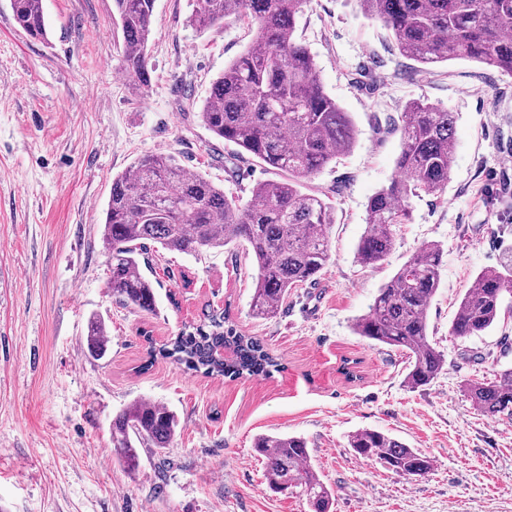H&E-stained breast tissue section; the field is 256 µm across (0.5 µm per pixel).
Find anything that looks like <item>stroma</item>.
Segmentation results:
<instances>
[{"label":"stroma","instance_id":"obj_1","mask_svg":"<svg viewBox=\"0 0 512 512\" xmlns=\"http://www.w3.org/2000/svg\"><path fill=\"white\" fill-rule=\"evenodd\" d=\"M48 43L30 39L0 0V512H311L272 492L254 449L262 435L308 442L332 512H512V419L482 415L465 383L512 368V312L484 335L449 333L477 273L512 251V75L456 59L426 68L354 0H307L296 35L327 94L356 131L350 152L303 180L335 209L330 259L317 283L292 289L276 318L250 312L257 269L243 247L189 255L155 248L147 271L158 311L115 303L100 226L112 179L165 154L248 199L283 174L215 137L200 119L210 84L251 44L246 24L197 32L191 0H155L151 83L121 68L113 0H43ZM425 99L456 117L455 158L440 196L410 197L391 254L361 264L368 199L397 175L394 120ZM443 251L429 335L447 365L433 384L405 386L403 354L355 336L379 288L425 243ZM282 363L272 376L230 380L148 363L204 310ZM111 343L86 349L90 315ZM150 398L180 427L127 471L112 453V416ZM387 433L434 461L408 478L354 455L348 436Z\"/></svg>","mask_w":512,"mask_h":512}]
</instances>
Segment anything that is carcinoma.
Here are the masks:
<instances>
[{
    "label": "carcinoma",
    "mask_w": 512,
    "mask_h": 512,
    "mask_svg": "<svg viewBox=\"0 0 512 512\" xmlns=\"http://www.w3.org/2000/svg\"><path fill=\"white\" fill-rule=\"evenodd\" d=\"M362 13L381 21L400 54L422 65L471 59L512 74V0H356ZM155 0H113L122 36V67L141 88L150 83L149 42ZM306 0H192L190 24L203 32L219 24L255 28L249 48L213 79L200 117L217 138L240 152L288 174L260 182L246 202L189 171L166 155L146 156L112 178L101 224V239L115 300L140 312L156 311L152 282L142 273L151 246L184 253L246 247L258 274L251 301L257 318H273L288 288L317 280L329 260L332 206L300 189V180L321 171L355 143L348 113L324 90L313 54L295 33L296 15ZM13 18L28 36L48 41L42 0H10ZM400 126L398 177L367 204V228L357 258L374 265L394 246L393 228L407 224L406 201L420 193L438 196L448 188L455 140V115L426 100L405 106ZM442 249L424 244L379 289L366 314L352 323L355 335L404 352V382L431 385L446 360L428 332L427 314L441 281ZM512 303V255L479 272L460 300L450 334L466 339L488 331L503 306ZM226 311H206L174 339L151 348L149 357L171 359L206 374L236 378L267 375L279 361L254 336L233 333ZM106 322L87 320L90 356H105ZM466 391L489 417L512 419V368ZM180 425L178 416L151 399H138L112 417V450L130 471L140 466L141 448H166ZM348 447L360 458L377 460L398 474L418 477L433 461L400 440L374 429H359ZM255 451L265 459L269 486L299 490L313 512H330L331 490L308 464V444L293 435H263Z\"/></svg>",
    "instance_id": "obj_1"
}]
</instances>
